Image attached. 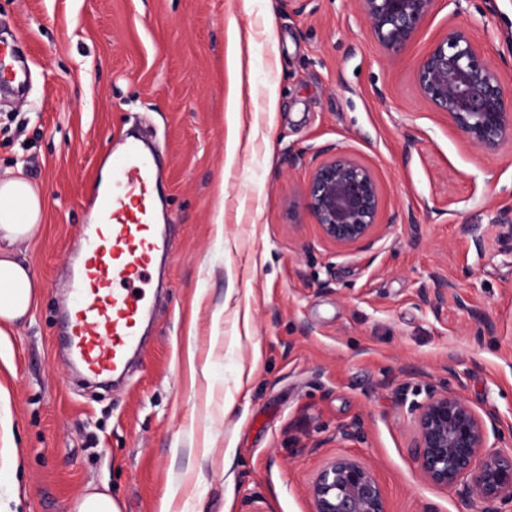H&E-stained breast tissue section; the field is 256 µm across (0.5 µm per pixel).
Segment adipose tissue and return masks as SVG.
Instances as JSON below:
<instances>
[{
    "label": "adipose tissue",
    "mask_w": 512,
    "mask_h": 512,
    "mask_svg": "<svg viewBox=\"0 0 512 512\" xmlns=\"http://www.w3.org/2000/svg\"><path fill=\"white\" fill-rule=\"evenodd\" d=\"M42 209L39 193L26 178L0 179V336L31 314L36 304L37 283L14 252L33 236Z\"/></svg>",
    "instance_id": "ef3b65f1"
}]
</instances>
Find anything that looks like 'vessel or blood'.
Listing matches in <instances>:
<instances>
[{
  "label": "vessel or blood",
  "instance_id": "1",
  "mask_svg": "<svg viewBox=\"0 0 512 512\" xmlns=\"http://www.w3.org/2000/svg\"><path fill=\"white\" fill-rule=\"evenodd\" d=\"M28 83V66L0 48V85L22 94ZM159 187L154 154L130 142L112 157L111 186L90 188L89 203L102 222L86 238L67 333L72 355L90 377L123 372L138 342L146 299L132 286L166 247L154 227Z\"/></svg>",
  "mask_w": 512,
  "mask_h": 512
}]
</instances>
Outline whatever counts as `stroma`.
<instances>
[{
  "mask_svg": "<svg viewBox=\"0 0 512 512\" xmlns=\"http://www.w3.org/2000/svg\"><path fill=\"white\" fill-rule=\"evenodd\" d=\"M448 13L436 0L389 55L359 0H0V41L34 75L0 103V178L23 170L45 201L15 249L38 305L0 339V512H73L94 489L119 512H310L343 455L389 512H476L418 473L407 408L448 387L512 426V152L468 146L414 74L452 21L512 63V0ZM135 125L165 147L171 249L130 376L102 389L61 336L89 189ZM324 146L376 176L372 248L321 240L304 206ZM439 276L454 288L424 302ZM352 422L359 439L337 440Z\"/></svg>",
  "mask_w": 512,
  "mask_h": 512,
  "instance_id": "1",
  "label": "stroma"
}]
</instances>
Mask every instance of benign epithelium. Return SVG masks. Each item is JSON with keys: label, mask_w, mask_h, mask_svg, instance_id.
<instances>
[{"label": "benign epithelium", "mask_w": 512, "mask_h": 512, "mask_svg": "<svg viewBox=\"0 0 512 512\" xmlns=\"http://www.w3.org/2000/svg\"><path fill=\"white\" fill-rule=\"evenodd\" d=\"M369 32L388 53L404 50L427 23L435 0H359ZM419 94L473 149L512 148V92L501 70L474 45L468 31L448 21L415 71ZM307 180L305 206L322 239L345 248L376 241L381 194L376 177L356 156L331 148ZM453 288L438 278L423 300H441ZM413 417L411 452L429 483L463 487L480 512H512V427L495 413L478 412L461 394L432 386L408 406ZM311 512H388L377 476L355 458L326 462L308 488Z\"/></svg>", "instance_id": "obj_1"}]
</instances>
